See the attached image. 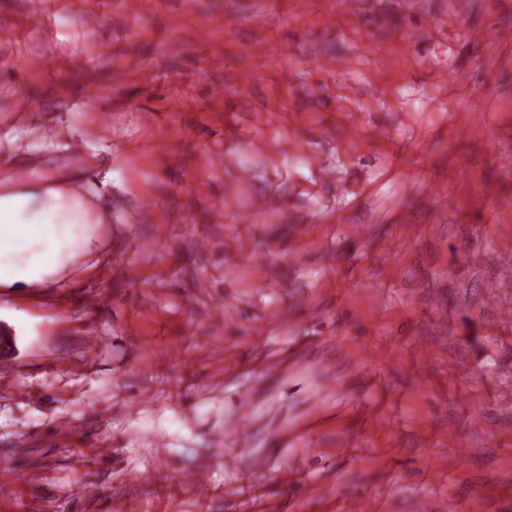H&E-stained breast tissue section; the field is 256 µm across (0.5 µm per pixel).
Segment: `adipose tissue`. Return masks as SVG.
<instances>
[{"instance_id":"obj_1","label":"adipose tissue","mask_w":512,"mask_h":512,"mask_svg":"<svg viewBox=\"0 0 512 512\" xmlns=\"http://www.w3.org/2000/svg\"><path fill=\"white\" fill-rule=\"evenodd\" d=\"M108 210L76 176L0 169V288L42 287L94 243V225L109 223ZM82 234H74L76 225Z\"/></svg>"}]
</instances>
